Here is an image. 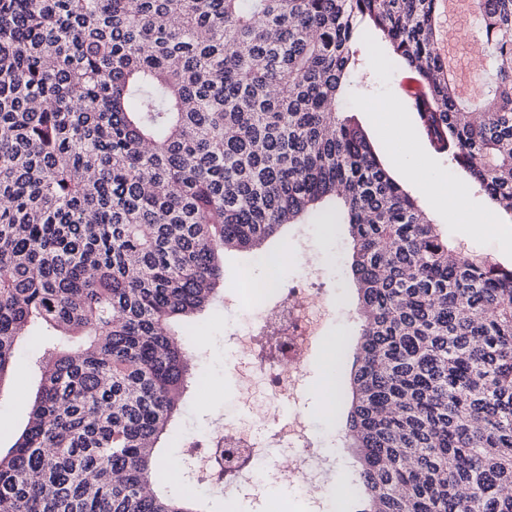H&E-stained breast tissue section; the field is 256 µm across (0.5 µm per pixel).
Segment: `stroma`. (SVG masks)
Wrapping results in <instances>:
<instances>
[{
    "label": "stroma",
    "mask_w": 512,
    "mask_h": 512,
    "mask_svg": "<svg viewBox=\"0 0 512 512\" xmlns=\"http://www.w3.org/2000/svg\"><path fill=\"white\" fill-rule=\"evenodd\" d=\"M438 45L447 48L449 35L474 44L482 29L478 15L449 18L448 0H438ZM379 45L376 34H368L357 43L358 65L352 74L348 91V110L363 126L380 157L388 164L402 160L412 163L416 177L406 183V190L417 199L433 223L448 236V241L464 253L479 254L490 261L512 265V217H507L502 229L475 238L469 233L468 217L486 211L491 200L469 176L447 157L434 153L418 126L417 116L402 86L409 76L395 62L375 63L373 50ZM388 103L395 111L391 121L378 122L376 104ZM437 180L447 186L463 185V206L450 210L439 205L426 186ZM263 252L282 254L277 275L284 287H304L310 290L323 315L316 338L303 353L301 364L306 372L304 392L299 407H286V415L302 411L314 423L312 446L315 453L327 457L329 464L324 482L317 494L300 495L290 492L280 497L270 490L269 499L278 501L281 512H363L365 501L351 494L350 486L360 481L361 464L351 446L346 429L349 410L347 402L335 403L334 413L321 410V388L328 374L348 381L360 334L361 305L357 285L352 277L353 242L344 224H321L307 219L285 226L279 236L262 243ZM250 268L253 280L267 276L255 255L242 251L224 254V286L222 298L203 311L180 320L179 338L193 355L192 373L195 380L183 397L180 410L159 443L160 453L183 460L187 442L199 432L212 430L231 419L263 431L274 430L273 421L245 407L239 397L238 380L231 370L240 355L229 335L241 317L232 303L244 287L243 268ZM341 343L340 358L325 356L331 343ZM39 354L38 337H29L19 348L9 380L0 385V452L5 453L25 428L39 386L40 372L35 365ZM159 490L181 495L187 492L204 504L207 512H265L263 501L244 495L229 496L223 486L191 487L187 475L177 481L162 482Z\"/></svg>",
    "instance_id": "35a3bbf8"
}]
</instances>
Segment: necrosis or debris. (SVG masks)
<instances>
[{
	"instance_id": "necrosis-or-debris-1",
	"label": "necrosis or debris",
	"mask_w": 512,
	"mask_h": 512,
	"mask_svg": "<svg viewBox=\"0 0 512 512\" xmlns=\"http://www.w3.org/2000/svg\"><path fill=\"white\" fill-rule=\"evenodd\" d=\"M240 300L255 304L258 313L246 328L232 332L237 345L252 352L261 337L276 339L274 360L253 359L247 371L239 372L240 397L272 417L279 404L296 399L305 381L306 373L299 359L311 340L314 307L308 295L288 294L273 281L261 290L246 289ZM277 436L296 448L295 485L300 491L309 490L322 477L324 461L308 450L306 415L296 414L289 423L281 424ZM269 446L265 434H247L237 423L228 422L210 435L194 437L187 450V460L193 476L200 482L219 483L229 491L244 489L262 497L276 482V473L269 462Z\"/></svg>"
}]
</instances>
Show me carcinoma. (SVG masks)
<instances>
[{
	"instance_id": "1",
	"label": "carcinoma",
	"mask_w": 512,
	"mask_h": 512,
	"mask_svg": "<svg viewBox=\"0 0 512 512\" xmlns=\"http://www.w3.org/2000/svg\"><path fill=\"white\" fill-rule=\"evenodd\" d=\"M436 6L0 0V382L34 325L84 337L44 346L0 512H191L150 490L192 363L170 322L216 297L221 252L313 212L353 240L361 512H512V266L449 248L341 107L373 29L431 148L512 215V0H475L477 111Z\"/></svg>"
}]
</instances>
